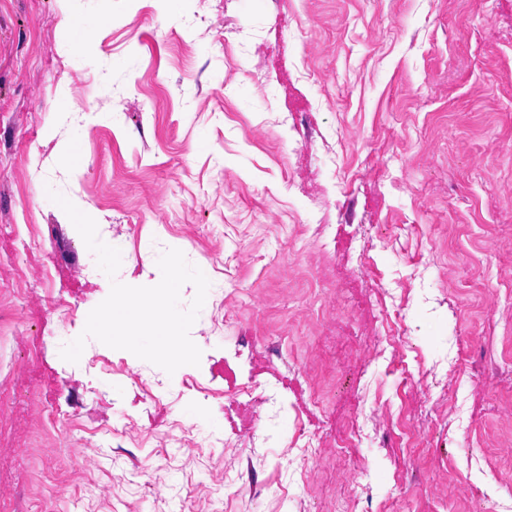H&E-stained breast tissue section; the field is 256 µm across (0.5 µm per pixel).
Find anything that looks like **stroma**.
<instances>
[{"instance_id":"obj_1","label":"stroma","mask_w":512,"mask_h":512,"mask_svg":"<svg viewBox=\"0 0 512 512\" xmlns=\"http://www.w3.org/2000/svg\"><path fill=\"white\" fill-rule=\"evenodd\" d=\"M0 512H512V0H0Z\"/></svg>"}]
</instances>
